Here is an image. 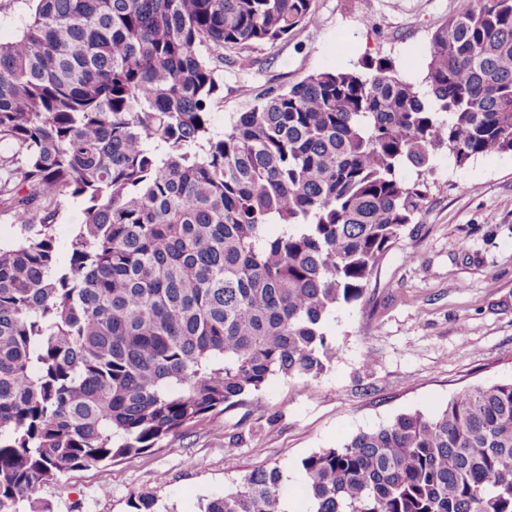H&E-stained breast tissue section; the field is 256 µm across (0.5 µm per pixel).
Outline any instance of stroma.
Here are the masks:
<instances>
[{"label": "stroma", "instance_id": "stroma-1", "mask_svg": "<svg viewBox=\"0 0 512 512\" xmlns=\"http://www.w3.org/2000/svg\"><path fill=\"white\" fill-rule=\"evenodd\" d=\"M457 0H314L304 31L255 49L250 72L218 64L217 125L325 69L391 58L424 76L431 35ZM430 191L381 261L365 297L327 322L336 351L320 378L271 377L244 405L161 450L88 467L43 486L52 512H130L156 496L157 512H200L255 468L278 467L294 512H308L303 460L353 434L414 411L441 412L474 384L512 379V155L462 167L438 154Z\"/></svg>", "mask_w": 512, "mask_h": 512}]
</instances>
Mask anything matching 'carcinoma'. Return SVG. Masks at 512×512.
I'll return each mask as SVG.
<instances>
[{"mask_svg": "<svg viewBox=\"0 0 512 512\" xmlns=\"http://www.w3.org/2000/svg\"><path fill=\"white\" fill-rule=\"evenodd\" d=\"M25 2L0 38V207L21 229L0 241V512H49L42 485L161 448L275 375L320 377L330 314L363 298L435 156L512 155V0L460 3L419 83L368 58L222 132L212 52L250 70L314 0ZM66 199L84 221L63 250ZM302 467L312 512H512V381ZM202 512H285L281 471Z\"/></svg>", "mask_w": 512, "mask_h": 512, "instance_id": "carcinoma-1", "label": "carcinoma"}]
</instances>
